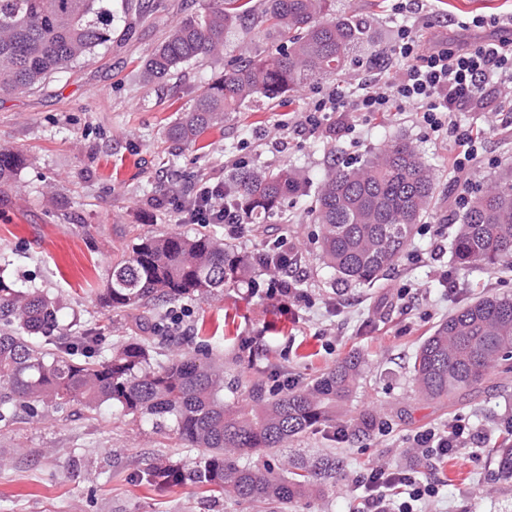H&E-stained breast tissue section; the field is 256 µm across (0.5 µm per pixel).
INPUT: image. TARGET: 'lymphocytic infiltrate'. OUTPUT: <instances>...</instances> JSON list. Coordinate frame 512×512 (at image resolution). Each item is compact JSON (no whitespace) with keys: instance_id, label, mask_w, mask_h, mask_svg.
<instances>
[{"instance_id":"lymphocytic-infiltrate-1","label":"lymphocytic infiltrate","mask_w":512,"mask_h":512,"mask_svg":"<svg viewBox=\"0 0 512 512\" xmlns=\"http://www.w3.org/2000/svg\"><path fill=\"white\" fill-rule=\"evenodd\" d=\"M401 66L385 87L364 82L337 84L320 92L306 110L301 129H326L342 137L356 130L351 112L410 113L436 136L451 135V170L460 183L471 185L474 160L482 154L488 129L464 125L457 112L483 110L498 86L512 83V40H488L457 45L430 37L416 25L398 28L390 47ZM182 224H220L229 238L242 237L243 220L224 197V182L202 177L195 191L171 190L164 198ZM481 440L478 430L463 421L445 429L418 433L414 445L421 454L445 456ZM358 512H418L419 503L439 493L437 482L421 481L416 471L375 466L361 481Z\"/></svg>"}]
</instances>
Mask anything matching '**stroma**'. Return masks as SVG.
Returning <instances> with one entry per match:
<instances>
[{"label": "stroma", "instance_id": "1", "mask_svg": "<svg viewBox=\"0 0 512 512\" xmlns=\"http://www.w3.org/2000/svg\"><path fill=\"white\" fill-rule=\"evenodd\" d=\"M158 2V9L139 14L124 0H112V39L95 61L44 89L0 98V148L27 157L8 199L0 201V271L18 287L42 289L58 301L62 325L93 329L106 343L141 337L161 352L179 344L221 355L242 403L253 383L271 389L292 378L303 385L348 354H363L367 367L349 408L355 415L373 413L378 426L342 438L322 428L279 454L283 463L291 453L332 451L342 457L346 473L324 499L290 505L286 512H356L355 479L381 460L439 481L438 497L422 503L421 512H512V479L499 476L491 454L512 427V371L492 373L451 402L422 399L410 373L417 348L448 314L482 292L512 297L511 269H462L449 250L450 226L459 216L456 197L512 179V132L490 134L473 184L465 188L448 169L450 141L435 138L412 115L376 112L340 139L298 132L302 112L330 85L324 79L275 106L259 102L232 113L196 145L185 146L166 135L178 112L240 55L277 44L263 31L248 44L233 36L222 51L184 66L178 77L146 81V54L191 11L188 0ZM337 4L376 18L380 53L388 51L396 27L406 20L434 23L452 43L512 37V0H409L405 17L393 14L388 0ZM491 15L500 18L501 30L476 27V19ZM267 130L288 140L286 152L258 141ZM397 138L415 145L433 167L441 203L386 279L371 288L341 282L321 259V229L308 214L309 194L332 163L363 162ZM240 156L250 167L285 166L305 179L307 196L286 202L288 223L247 225L237 244L247 253L267 251L287 236L301 255L297 289L310 296V304L286 308L265 289L251 294L242 286L212 300L172 306L99 305L96 294L107 267L139 237L216 232L213 224L177 223L155 198L170 186L188 192L200 177L228 175ZM175 317L183 336L162 335L160 324ZM455 419L482 432L481 447L445 459H426L414 449L417 432ZM196 455L173 428L156 429L108 406L96 412L78 405L52 408L35 418L23 414L0 424V512H258L253 504L226 500L194 483L156 490L136 480L149 464H187Z\"/></svg>", "mask_w": 512, "mask_h": 512}]
</instances>
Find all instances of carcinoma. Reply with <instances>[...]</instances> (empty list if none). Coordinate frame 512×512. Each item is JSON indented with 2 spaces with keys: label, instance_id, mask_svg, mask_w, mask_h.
<instances>
[{
  "label": "carcinoma",
  "instance_id": "obj_1",
  "mask_svg": "<svg viewBox=\"0 0 512 512\" xmlns=\"http://www.w3.org/2000/svg\"><path fill=\"white\" fill-rule=\"evenodd\" d=\"M284 46L239 59L208 83L167 129L187 146L230 112L256 100H275L308 81L342 75L365 61L373 44L370 21L336 12L335 0H201L153 47L142 69L149 80L171 79L189 63L224 49L238 30L257 26ZM112 33V0H0V96L32 90L94 59ZM24 154L0 149V194L12 188ZM230 200L249 224H269L290 195H302L294 170L255 172L239 167ZM436 191L430 166L403 139L361 165H335L318 187L312 221L322 227L321 258L340 278L371 284L395 267L428 212ZM454 261L466 268L512 265V180L503 179L469 202L452 234ZM284 265L276 253H245L210 234L178 232L139 239L108 270L99 291L108 308L207 301L226 287L252 283L253 274ZM56 301L38 288H19L0 275V422L38 415L42 405L116 407L203 452L192 465H148L138 481L155 489L194 481L239 502L280 512L318 499L336 485L343 460L288 459L278 467L264 453L288 447L308 432L336 422L354 394L363 360L352 353L311 382L285 392L253 389L244 407L224 399V369L173 348L163 362L143 341L114 347L87 332L70 336ZM512 360V298L487 295L448 315L419 346L414 382L426 399L450 398ZM500 473L512 478V437L491 449Z\"/></svg>",
  "mask_w": 512,
  "mask_h": 512
}]
</instances>
